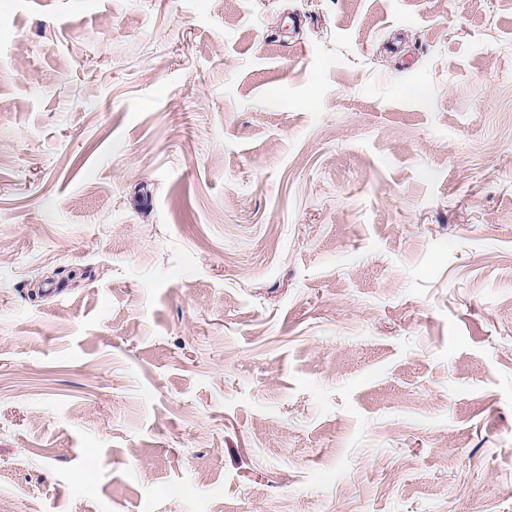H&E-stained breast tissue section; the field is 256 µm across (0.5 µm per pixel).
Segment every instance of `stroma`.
Segmentation results:
<instances>
[{
	"mask_svg": "<svg viewBox=\"0 0 512 512\" xmlns=\"http://www.w3.org/2000/svg\"><path fill=\"white\" fill-rule=\"evenodd\" d=\"M0 512H512V0H0Z\"/></svg>",
	"mask_w": 512,
	"mask_h": 512,
	"instance_id": "35a3bbf8",
	"label": "stroma"
}]
</instances>
